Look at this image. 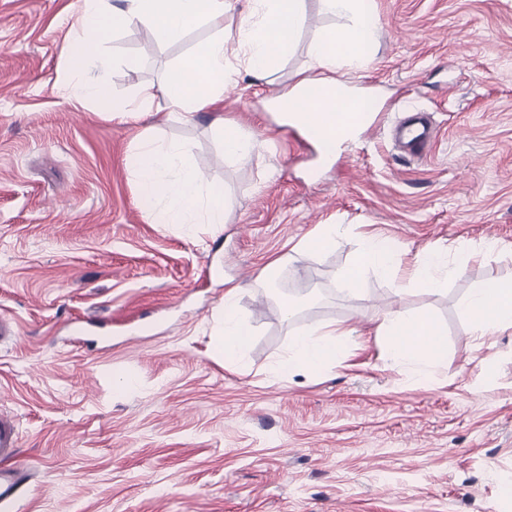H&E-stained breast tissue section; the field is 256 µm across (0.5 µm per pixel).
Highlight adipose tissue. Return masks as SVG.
<instances>
[{"mask_svg":"<svg viewBox=\"0 0 512 512\" xmlns=\"http://www.w3.org/2000/svg\"><path fill=\"white\" fill-rule=\"evenodd\" d=\"M237 0H126L112 7L109 0H84L73 31L61 48L63 59L75 66L64 75L60 90L78 102L98 101L104 90L100 72L110 60L102 50L107 32L145 25L165 40L176 42L193 26H211L215 35L196 54L171 71L166 91L167 119L187 120L193 113H214V127L228 160L248 159L257 147L252 134L225 120L224 88L228 83V47L224 40V16ZM247 19L239 28L238 51L244 67L261 80L291 51L304 18L303 0H248ZM324 13L340 23L323 30L310 47L311 73L300 74L288 92L278 98L275 111L296 117L300 127L325 151L350 132L347 118L373 109L371 99L336 79L337 68H364L371 60L375 22L369 0H320ZM190 147L181 141L139 139L129 163L140 197L153 220L161 224H205L219 231L224 222V194L206 185L200 170L188 161ZM404 251L388 237L361 234L354 265L342 276L348 292L359 289L365 272L395 273L403 264ZM473 251L458 245L454 251L430 250L417 260L409 286L427 293L445 289L449 275L460 272ZM238 287L224 294V326L214 344L216 356L238 369L245 368L253 332L237 310ZM472 333L512 332V283L474 281L462 302ZM344 326L314 325L291 336L286 355L274 366V374L304 369L318 373L343 354ZM376 335L385 339L386 361L407 366L417 374L441 367L448 353L445 331L426 314L390 312L377 324Z\"/></svg>","mask_w":512,"mask_h":512,"instance_id":"1","label":"adipose tissue"}]
</instances>
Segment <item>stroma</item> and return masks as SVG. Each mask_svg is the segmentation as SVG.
Segmentation results:
<instances>
[{"label": "stroma", "instance_id": "35a3bbf8", "mask_svg": "<svg viewBox=\"0 0 512 512\" xmlns=\"http://www.w3.org/2000/svg\"><path fill=\"white\" fill-rule=\"evenodd\" d=\"M77 0H0V412L18 427L29 479L13 512H512V333L476 346L461 302L471 281L512 280V0H374L362 69L336 77L376 94L373 128L322 154L268 109L338 25L318 0L291 53L262 81L242 70L224 117L255 135L228 161L212 115L114 119L140 85L162 86L214 34L177 42L133 25L104 48L103 99L62 96L61 47ZM137 59L135 68L123 66ZM438 131L409 159L391 130L414 111ZM182 141L224 193V224H156L127 165L140 136ZM320 224L335 248L293 246ZM402 245L401 271L341 290L367 228ZM500 246L482 253L485 241ZM478 256L445 292L407 291L423 251ZM303 294L285 317L262 273L277 257ZM253 331L244 371L213 356L227 288ZM390 311L425 313L448 359L418 377L390 366L375 334ZM342 323L345 354L318 374L269 375L288 339ZM132 380L114 393L116 375Z\"/></svg>", "mask_w": 512, "mask_h": 512}]
</instances>
